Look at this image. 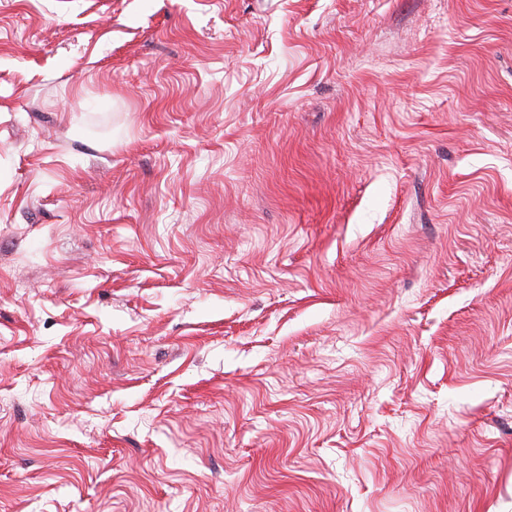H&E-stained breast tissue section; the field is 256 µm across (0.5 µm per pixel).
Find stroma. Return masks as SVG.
Masks as SVG:
<instances>
[{
    "mask_svg": "<svg viewBox=\"0 0 512 512\" xmlns=\"http://www.w3.org/2000/svg\"><path fill=\"white\" fill-rule=\"evenodd\" d=\"M0 512H512V0H0Z\"/></svg>",
    "mask_w": 512,
    "mask_h": 512,
    "instance_id": "35a3bbf8",
    "label": "stroma"
}]
</instances>
